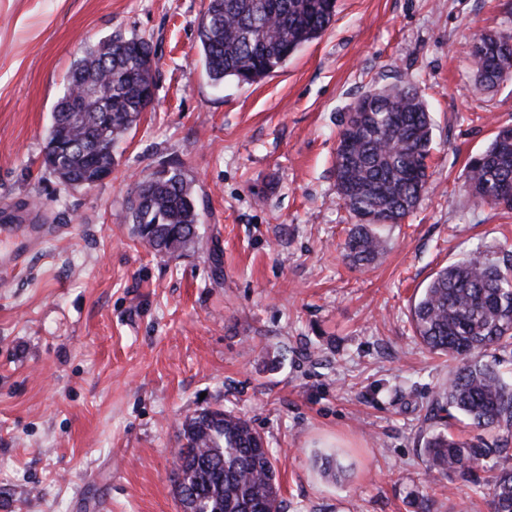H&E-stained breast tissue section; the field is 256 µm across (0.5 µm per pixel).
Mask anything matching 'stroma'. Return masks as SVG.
I'll return each mask as SVG.
<instances>
[{
    "label": "stroma",
    "mask_w": 512,
    "mask_h": 512,
    "mask_svg": "<svg viewBox=\"0 0 512 512\" xmlns=\"http://www.w3.org/2000/svg\"><path fill=\"white\" fill-rule=\"evenodd\" d=\"M206 0H0V216L58 225L0 270V512H179L186 417L224 406L279 448L284 512H489L457 476L428 484L432 403L453 365L410 308L473 254L512 264V209L478 202L468 159L512 124V78L490 92L467 45L512 27V0H338L325 34L253 84L210 81ZM148 40L156 96L109 179L45 169L52 111L87 44ZM412 81L433 120L428 190L351 267L336 134L366 92ZM191 181L201 241L160 258L126 218L165 166ZM223 261L212 280L210 251ZM334 456L344 481L317 460Z\"/></svg>",
    "instance_id": "35a3bbf8"
}]
</instances>
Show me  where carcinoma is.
Segmentation results:
<instances>
[{
    "instance_id": "carcinoma-1",
    "label": "carcinoma",
    "mask_w": 512,
    "mask_h": 512,
    "mask_svg": "<svg viewBox=\"0 0 512 512\" xmlns=\"http://www.w3.org/2000/svg\"><path fill=\"white\" fill-rule=\"evenodd\" d=\"M337 0H208L198 25L199 50L208 77L252 84L271 75L302 46L322 36L336 16ZM469 53L477 80L496 85L512 70V48L490 55L475 42ZM112 87L111 124L99 125L100 100L88 86ZM80 91V112L69 120L67 93ZM156 88L155 55L150 43L120 33L89 44L72 66L65 94L57 101L46 144L69 143L60 163L44 158L62 184L87 187L98 169L90 156L114 163L112 151L151 106ZM383 112L347 114L338 134L336 191L354 224L344 243V259L354 267L375 264L385 251L378 224H399L427 190V159L433 127L413 85L375 90ZM466 183L481 203L500 206L499 192L512 190V127L496 131L490 144L466 165ZM127 218L155 255L165 257L200 238L199 212L191 183L178 169L163 168L137 182ZM420 342L431 352L458 361L447 386L433 401L438 411L425 444L429 476L457 473L465 480L477 471H497L485 495L491 512H512V468L500 459L512 456V381L496 366L478 359L493 346L512 345V269L492 261L462 259L440 269L411 306ZM472 426L496 434L492 445L448 433L453 413ZM173 473L174 496L182 512H283L274 450L245 417L222 407L203 408L187 417Z\"/></svg>"
}]
</instances>
